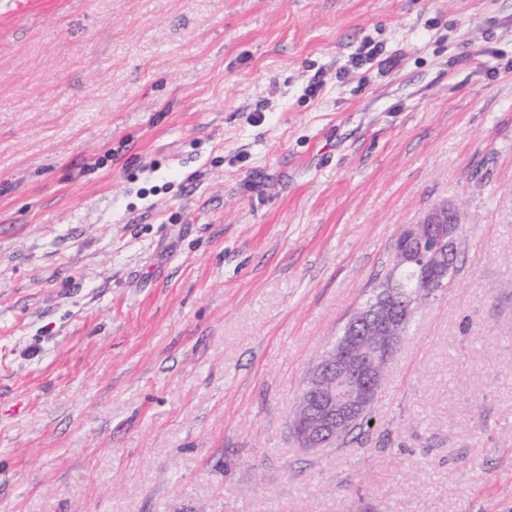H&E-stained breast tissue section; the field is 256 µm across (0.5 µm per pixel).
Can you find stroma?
I'll use <instances>...</instances> for the list:
<instances>
[{
	"label": "stroma",
	"instance_id": "35a3bbf8",
	"mask_svg": "<svg viewBox=\"0 0 512 512\" xmlns=\"http://www.w3.org/2000/svg\"><path fill=\"white\" fill-rule=\"evenodd\" d=\"M443 200L370 425L302 450ZM0 512H512V0H0ZM458 211L442 203L416 224L399 233L391 275L376 295L358 309L343 329L342 336L312 368L303 387L298 407L291 413L294 436L300 448L308 451L328 448L339 435L365 416L375 404L388 374L391 359L412 323L410 298L431 297L448 281L461 231ZM428 255L409 293L402 276L413 251ZM382 292V293H381ZM364 306V307H365ZM296 402V404H297ZM357 425H368L371 418Z\"/></svg>",
	"mask_w": 512,
	"mask_h": 512
}]
</instances>
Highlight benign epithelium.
<instances>
[{"mask_svg": "<svg viewBox=\"0 0 512 512\" xmlns=\"http://www.w3.org/2000/svg\"><path fill=\"white\" fill-rule=\"evenodd\" d=\"M461 231L458 211L442 203L399 233L398 260L379 284L382 293L372 307L358 309L342 336L312 368L291 413L298 446L315 451L329 447L375 404L391 359L412 323L410 298L432 296L448 281ZM427 253L413 292L402 276L415 250Z\"/></svg>", "mask_w": 512, "mask_h": 512, "instance_id": "1", "label": "benign epithelium"}]
</instances>
